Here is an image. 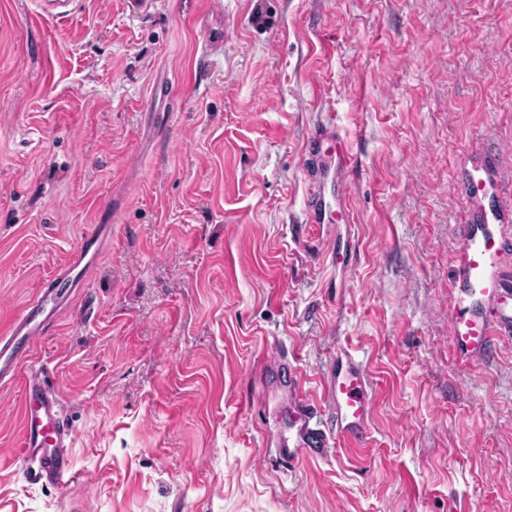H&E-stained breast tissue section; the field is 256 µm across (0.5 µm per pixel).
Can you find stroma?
<instances>
[{"instance_id":"obj_1","label":"stroma","mask_w":512,"mask_h":512,"mask_svg":"<svg viewBox=\"0 0 512 512\" xmlns=\"http://www.w3.org/2000/svg\"><path fill=\"white\" fill-rule=\"evenodd\" d=\"M328 121L341 272L305 221ZM488 205L512 287V0H0V333L112 227L33 352L76 478L26 467L1 386L0 512H512V330L464 357L448 310ZM343 348L370 440L288 466L256 370L287 354L318 400ZM303 153L309 161L306 223L331 224L332 228L334 224L351 227L344 174L349 165V154L344 140L330 127L322 125L308 137ZM109 227L108 224H97L94 231L86 235L82 240L80 247L75 251L68 263L61 268L56 274L53 282L58 284H69L72 288L81 287L84 283L85 267L87 264H83L84 259L93 250L94 254L104 247V241L101 228ZM330 253L333 262L336 263V267L346 269L348 266L352 265L355 250L352 247L350 234H348L347 238L336 235V245L331 247Z\"/></svg>"}]
</instances>
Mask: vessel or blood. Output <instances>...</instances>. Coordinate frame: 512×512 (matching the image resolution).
Returning a JSON list of instances; mask_svg holds the SVG:
<instances>
[{
    "label": "vessel or blood",
    "mask_w": 512,
    "mask_h": 512,
    "mask_svg": "<svg viewBox=\"0 0 512 512\" xmlns=\"http://www.w3.org/2000/svg\"><path fill=\"white\" fill-rule=\"evenodd\" d=\"M303 153L309 162V193L306 221L310 224H350L348 185L345 171L349 165L346 145L330 127L316 129L306 140ZM500 213L485 210L464 238L458 252L456 280L458 292L449 302L454 310L452 335L468 351H491L496 323L512 322V308L501 307L497 321L483 317L480 309L485 300L500 291L498 269L503 254L498 230ZM104 246L101 230L86 235L68 263L56 274L54 287L41 289L14 318L8 330L0 334V385L25 373V397L18 439L20 457L34 468L39 478L58 486L70 484L75 473L69 447L74 432L63 416L54 389L44 385L39 368L24 364L35 344L46 333L52 305L62 300L60 285L81 287L84 283V259ZM261 382L288 394L293 399L288 433L277 437L279 457L295 465L323 454L332 447H363L369 440L368 418L373 396L361 362L347 352L333 361L325 387L324 402L306 398L301 373L292 362L273 356L259 370ZM332 413L330 426H322L318 416L322 409Z\"/></svg>",
    "instance_id": "obj_1"
}]
</instances>
